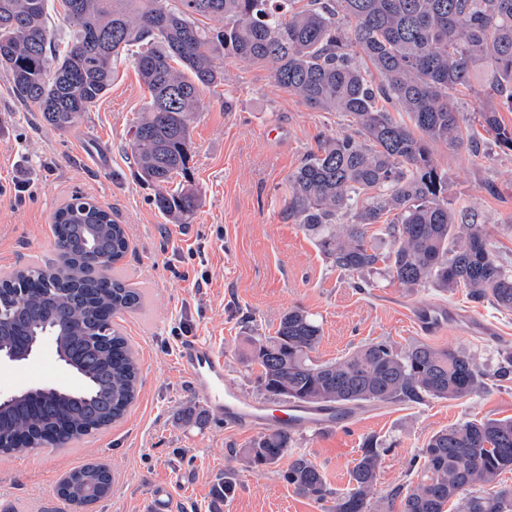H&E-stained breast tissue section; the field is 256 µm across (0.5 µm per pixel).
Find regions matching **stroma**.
<instances>
[{
	"instance_id": "obj_1",
	"label": "stroma",
	"mask_w": 512,
	"mask_h": 512,
	"mask_svg": "<svg viewBox=\"0 0 512 512\" xmlns=\"http://www.w3.org/2000/svg\"><path fill=\"white\" fill-rule=\"evenodd\" d=\"M149 100L133 60L121 61L108 93L67 131L47 125L14 94L0 71V271L45 263L56 255L52 233L58 208L77 193L111 207L124 224L130 250L122 276L143 294L140 309L117 317L140 363L138 394L125 416L81 444L0 456V512H147L155 487L171 490L167 512H331L329 503L297 495L282 474L287 460L254 466L242 456L248 434L225 430L177 364L190 338L212 341L247 396L276 411L245 365L242 342L274 332L282 315L300 308L322 327L312 357L333 362L356 346L387 340L470 351L493 373L512 350V312L472 303L465 290L409 289L385 270L357 290L331 267L313 239L284 216L288 177L319 143L349 132L336 112H317L274 80L262 65L224 61V82L199 94L190 117V163L202 203L191 223L174 224L153 203L155 191L136 176L129 129ZM478 152L432 147L448 173V196L485 224L501 263L512 267V152L480 130ZM26 182L24 201L14 185ZM211 283L197 289L195 275ZM458 308L490 324L493 338L468 335L446 323L430 335L410 326L411 307ZM56 384L77 387L51 353L0 366V390ZM512 417V380L459 400L371 405L350 428L298 433L293 450L313 461L337 492L350 488V470L364 437L386 447L370 512H398L389 493L414 484L411 462L436 431L466 421ZM101 462L112 493L84 510L67 504L57 482L71 468ZM235 489L221 497L225 478Z\"/></svg>"
}]
</instances>
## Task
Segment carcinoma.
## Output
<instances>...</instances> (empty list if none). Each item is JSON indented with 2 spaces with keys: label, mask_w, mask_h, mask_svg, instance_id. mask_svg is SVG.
<instances>
[{
  "label": "carcinoma",
  "mask_w": 512,
  "mask_h": 512,
  "mask_svg": "<svg viewBox=\"0 0 512 512\" xmlns=\"http://www.w3.org/2000/svg\"><path fill=\"white\" fill-rule=\"evenodd\" d=\"M50 0H0V68L15 94L54 129L76 123L110 90L118 62L132 57L150 100L131 128L139 178L156 188L158 211L186 224L199 207L191 180L190 112L200 89L224 81L223 57L260 64L312 110L338 112L356 126L308 153L288 177L285 216L300 225L337 270L365 287L383 262L408 288L467 289L471 301L512 311V269L499 263L483 225L448 199V173L431 144L473 143L454 93L474 86L512 112V0H58L63 33L49 29ZM213 25L199 24V18ZM482 127L512 151V127L497 107ZM384 224L392 250L367 239ZM57 258L0 274V347L54 331L79 380L48 387L40 404L23 397L0 409V453L79 443L121 419L134 402L139 367L114 317L140 307L142 294L116 274L129 243L123 225L93 199L77 196L54 217ZM321 328L291 309L271 336L246 339V359L263 391L305 404L362 407L427 399L458 400L485 387L466 350L414 343L398 352L369 342L344 358L317 363ZM69 431L56 437L60 419ZM284 430L243 449L255 466L288 454ZM385 448L366 438L334 491L318 466L290 456L283 478L333 512H369ZM420 481L391 491L400 512H512V490L496 486L512 471V418L467 421L433 434L414 459ZM488 490L465 496L475 485ZM108 467L68 471L57 493L76 504L110 495Z\"/></svg>",
  "instance_id": "carcinoma-1"
}]
</instances>
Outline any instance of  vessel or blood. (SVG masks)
<instances>
[{
  "label": "vessel or blood",
  "mask_w": 512,
  "mask_h": 512,
  "mask_svg": "<svg viewBox=\"0 0 512 512\" xmlns=\"http://www.w3.org/2000/svg\"><path fill=\"white\" fill-rule=\"evenodd\" d=\"M412 320L417 328L428 333L439 330L445 323L441 314L423 307L414 309ZM178 362L212 415L234 432L256 434L274 427L291 432L334 431L350 418L349 411L343 407L303 403L286 404L279 418H271L262 403L239 390L227 373L222 354L208 341L194 339L181 345Z\"/></svg>",
  "instance_id": "b4317fda"
}]
</instances>
